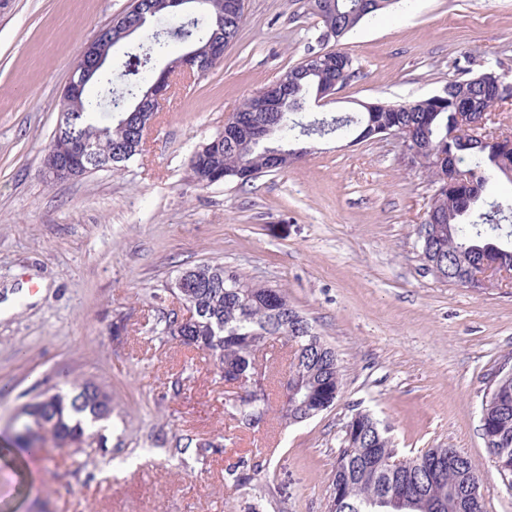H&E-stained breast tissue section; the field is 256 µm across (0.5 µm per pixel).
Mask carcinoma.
<instances>
[{
	"mask_svg": "<svg viewBox=\"0 0 512 512\" xmlns=\"http://www.w3.org/2000/svg\"><path fill=\"white\" fill-rule=\"evenodd\" d=\"M230 0H194L193 13L168 27L151 33L126 52L119 70L108 65L89 76L82 95L63 104L71 114L65 131L54 135L48 152L60 159L72 154L73 146L87 142L96 156L83 163L74 176L110 168L124 162L114 153L133 140V131L144 115L133 111L136 101L158 75L153 61L168 54L176 46L204 47L216 33L224 41L233 42L244 16L229 17ZM313 13L322 24L334 22L348 33L360 23L385 11L379 8L361 14L360 0H311ZM99 48L112 58L113 49L128 41L106 30L97 38ZM355 74L353 60L340 52L322 46L311 50L305 60L286 70L278 82L296 92V98L307 103L316 98L320 82L341 77L350 81ZM124 84L128 96L114 94V82ZM113 101L115 112L108 123L99 121L97 110ZM492 106L483 85L474 77L462 74L448 81L447 97L424 98L410 104H385L376 112H358L354 116H334L295 122L291 115L298 109L288 103L282 116L271 115L266 121L278 124V145L290 150V143L300 136L315 132L338 133L368 125L396 129L411 128L432 152L428 164L438 158L451 165L464 162L473 171L470 185L448 186L438 170H429L433 194L430 208L439 215L440 234L432 248L448 269V282L468 286L460 269L475 266L489 259L512 265V229L501 224L512 202H492L486 211H478L490 183L505 180L512 184V151L501 148L497 139L486 136L476 140L458 121L464 108L476 120ZM255 118L251 112L240 113L236 134L218 132L197 154L199 161H190L197 184L210 187L226 180H236V171L247 162L256 173L287 168L293 159L277 164L260 147L250 148L246 137ZM194 278L185 292L198 311L197 322L186 332L168 324L174 337L185 335L182 344L216 357L224 372H248L256 353L269 342L283 340L291 344L293 357L286 376L302 384V391L311 393V404L320 405L332 393H340L341 377L337 360L310 344V336L301 332L307 319L289 302L280 289L247 282L237 272L232 279L224 276L222 265L203 264L192 268ZM232 416L245 422L267 415L265 393L242 397L227 406ZM485 422L482 436H490L504 448V466L512 469V377L498 378L491 385L482 403ZM112 417V398L92 382H77L68 394L55 393L33 404L31 410L16 414L10 430L13 445L21 451L43 448L48 444L68 447L70 441L93 437L85 427V419L93 423ZM395 450L374 419L358 413L345 426L342 448L331 476V512H485L480 494L473 492L479 484L476 466L470 458L458 455L448 462V449L429 448L419 455L393 464ZM401 490L408 492L413 508H385V497Z\"/></svg>",
	"mask_w": 512,
	"mask_h": 512,
	"instance_id": "carcinoma-1",
	"label": "carcinoma"
}]
</instances>
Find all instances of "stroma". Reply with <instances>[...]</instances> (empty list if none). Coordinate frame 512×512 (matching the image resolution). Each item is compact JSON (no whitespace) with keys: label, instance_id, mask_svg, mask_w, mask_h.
Instances as JSON below:
<instances>
[{"label":"stroma","instance_id":"1","mask_svg":"<svg viewBox=\"0 0 512 512\" xmlns=\"http://www.w3.org/2000/svg\"><path fill=\"white\" fill-rule=\"evenodd\" d=\"M130 4L0 0V300L16 295L0 317V448L18 408L70 380L112 396L106 446L49 447L19 466L0 458V512H330L344 427L360 412L388 429L398 457L458 449L478 468L486 512H512L480 431L492 375L512 367V288L424 270L417 232L432 187L400 141L334 134L245 185L194 180L191 156L227 116L318 46L309 0H246L223 60L169 89L142 155L43 177L76 59ZM328 47L356 74L302 119L410 103L465 70L512 74V0H410ZM199 264L284 290L336 352L333 407L281 420L290 353L274 342L257 382L266 423L226 414L223 372L166 331L170 288ZM246 463L262 471L236 484Z\"/></svg>","mask_w":512,"mask_h":512}]
</instances>
